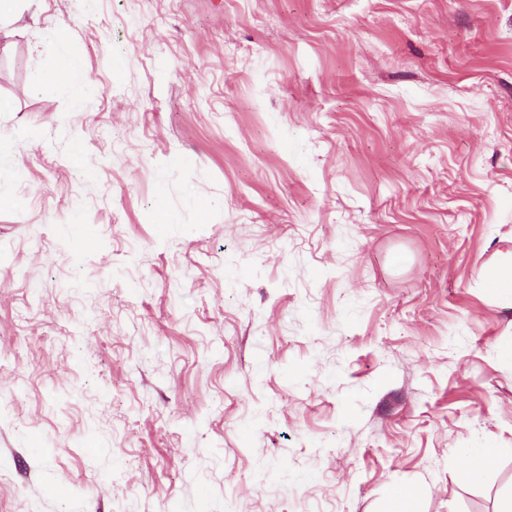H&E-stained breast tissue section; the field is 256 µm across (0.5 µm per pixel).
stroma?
Masks as SVG:
<instances>
[{"mask_svg":"<svg viewBox=\"0 0 512 512\" xmlns=\"http://www.w3.org/2000/svg\"><path fill=\"white\" fill-rule=\"evenodd\" d=\"M1 97L0 512L512 491V0H22ZM485 284L493 301L512 306V260L494 265L486 275ZM503 451V448H498L493 442L463 448L460 454L465 461L466 474L473 480H480Z\"/></svg>","mask_w":512,"mask_h":512,"instance_id":"1","label":"stroma"}]
</instances>
